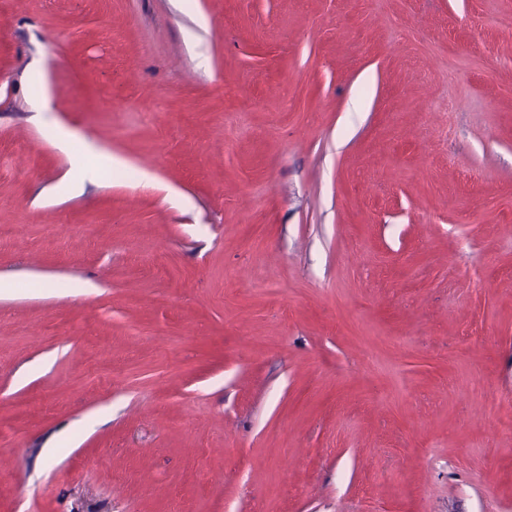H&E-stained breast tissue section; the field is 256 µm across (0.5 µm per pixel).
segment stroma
I'll return each mask as SVG.
<instances>
[{"mask_svg":"<svg viewBox=\"0 0 512 512\" xmlns=\"http://www.w3.org/2000/svg\"><path fill=\"white\" fill-rule=\"evenodd\" d=\"M0 224V512H512V0H0Z\"/></svg>","mask_w":512,"mask_h":512,"instance_id":"35a3bbf8","label":"stroma"}]
</instances>
